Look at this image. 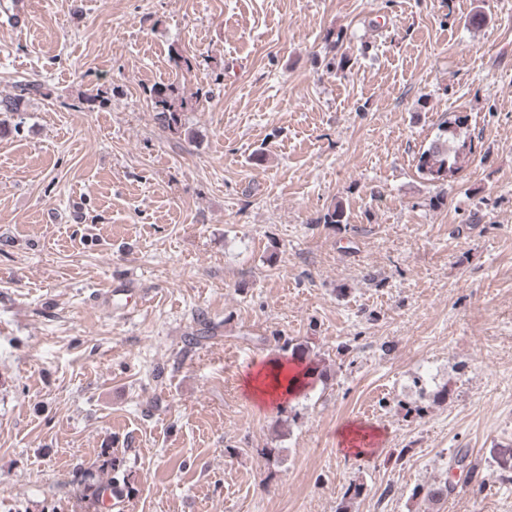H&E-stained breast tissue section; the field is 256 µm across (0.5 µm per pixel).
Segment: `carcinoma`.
<instances>
[{
	"instance_id": "cac0c4a2",
	"label": "carcinoma",
	"mask_w": 512,
	"mask_h": 512,
	"mask_svg": "<svg viewBox=\"0 0 512 512\" xmlns=\"http://www.w3.org/2000/svg\"><path fill=\"white\" fill-rule=\"evenodd\" d=\"M172 68L181 74L191 73L196 66V58L191 55L177 53L170 59ZM41 85L29 80L19 81L16 84V93L0 100V112L19 113L25 110L26 103L31 97L40 93ZM149 99L152 111L156 112V119L167 130L178 133L183 128L182 117L188 109V101L180 95L179 87L174 84L155 85L144 90ZM475 135L466 126L465 119L456 116L437 125V132L428 147L421 151L418 157L417 170L423 178L431 183L440 181L437 174L446 171L449 173L448 181L455 179L470 157L474 154ZM324 224H345L347 216L343 205L337 203L328 208L320 217ZM101 464L99 470L114 471L104 483L88 482L85 488L90 491L96 500L102 497L120 499L131 492L127 475L115 471L112 464V452L103 448L100 452ZM470 450L456 448L449 461L448 470H460L459 478L466 483L472 481L482 484L479 471L469 460Z\"/></svg>"
}]
</instances>
